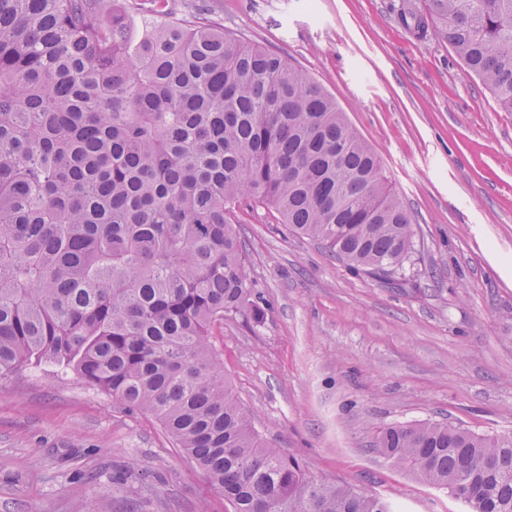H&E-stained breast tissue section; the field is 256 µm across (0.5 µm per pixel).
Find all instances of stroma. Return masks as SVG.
Wrapping results in <instances>:
<instances>
[{"label":"stroma","instance_id":"1","mask_svg":"<svg viewBox=\"0 0 512 512\" xmlns=\"http://www.w3.org/2000/svg\"><path fill=\"white\" fill-rule=\"evenodd\" d=\"M212 23L319 82L416 222L406 277L354 273L241 206L263 324L212 326L224 373L272 446L313 479L399 512H466L373 447L435 422L512 434V112L400 0H199ZM231 512L157 419L49 363L0 375V512Z\"/></svg>","mask_w":512,"mask_h":512}]
</instances>
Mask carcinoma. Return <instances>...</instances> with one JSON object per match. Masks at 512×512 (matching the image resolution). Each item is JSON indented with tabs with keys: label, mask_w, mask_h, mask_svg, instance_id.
<instances>
[{
	"label": "carcinoma",
	"mask_w": 512,
	"mask_h": 512,
	"mask_svg": "<svg viewBox=\"0 0 512 512\" xmlns=\"http://www.w3.org/2000/svg\"><path fill=\"white\" fill-rule=\"evenodd\" d=\"M402 2L512 112V0ZM262 205L359 273L398 279L414 218L336 100L281 55L168 0H0V373L73 368L152 414L233 512H395L267 444L210 329L259 324L236 208ZM374 448L512 512V435L394 424Z\"/></svg>",
	"instance_id": "carcinoma-1"
}]
</instances>
